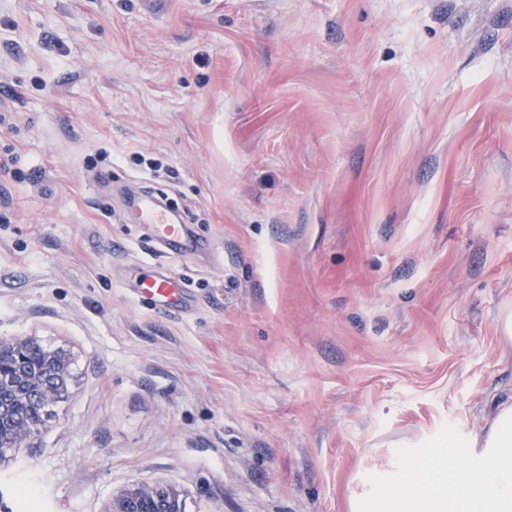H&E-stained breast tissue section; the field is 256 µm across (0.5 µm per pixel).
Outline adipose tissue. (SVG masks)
<instances>
[{"label":"adipose tissue","instance_id":"ef3b65f1","mask_svg":"<svg viewBox=\"0 0 512 512\" xmlns=\"http://www.w3.org/2000/svg\"><path fill=\"white\" fill-rule=\"evenodd\" d=\"M437 445L433 455L415 452L406 470L375 473L351 512H512V402Z\"/></svg>","mask_w":512,"mask_h":512}]
</instances>
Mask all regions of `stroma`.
I'll return each instance as SVG.
<instances>
[{
    "label": "stroma",
    "mask_w": 512,
    "mask_h": 512,
    "mask_svg": "<svg viewBox=\"0 0 512 512\" xmlns=\"http://www.w3.org/2000/svg\"><path fill=\"white\" fill-rule=\"evenodd\" d=\"M10 160L0 337L72 383L0 512H349L512 400V0H0ZM134 192L211 250L167 260ZM138 295L160 310L177 306L185 295L181 278L171 267L161 266L151 274H143L137 283ZM105 512H181V508L173 491L143 484L113 495Z\"/></svg>",
    "instance_id": "1"
}]
</instances>
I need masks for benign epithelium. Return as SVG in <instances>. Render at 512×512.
Here are the masks:
<instances>
[{"mask_svg":"<svg viewBox=\"0 0 512 512\" xmlns=\"http://www.w3.org/2000/svg\"><path fill=\"white\" fill-rule=\"evenodd\" d=\"M70 358L30 337H0V459L28 446L44 425L47 408L66 396ZM105 512H181L176 493L138 485L112 499Z\"/></svg>","mask_w":512,"mask_h":512,"instance_id":"benign-epithelium-1","label":"benign epithelium"}]
</instances>
